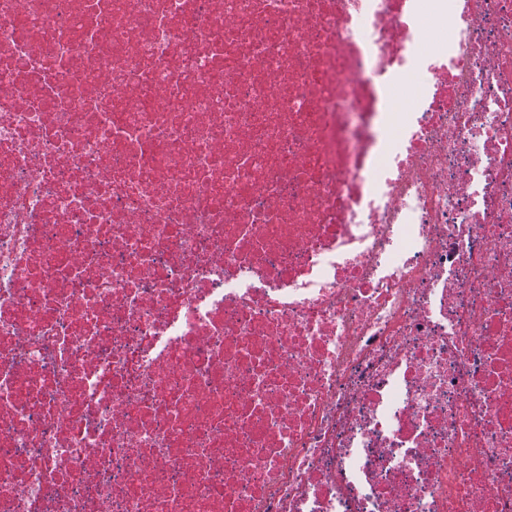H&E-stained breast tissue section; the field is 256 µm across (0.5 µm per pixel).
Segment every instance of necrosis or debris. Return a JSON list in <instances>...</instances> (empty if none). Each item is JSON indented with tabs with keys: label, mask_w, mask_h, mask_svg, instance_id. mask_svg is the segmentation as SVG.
<instances>
[{
	"label": "necrosis or debris",
	"mask_w": 512,
	"mask_h": 512,
	"mask_svg": "<svg viewBox=\"0 0 512 512\" xmlns=\"http://www.w3.org/2000/svg\"><path fill=\"white\" fill-rule=\"evenodd\" d=\"M0 512H512V0H0Z\"/></svg>",
	"instance_id": "obj_1"
}]
</instances>
